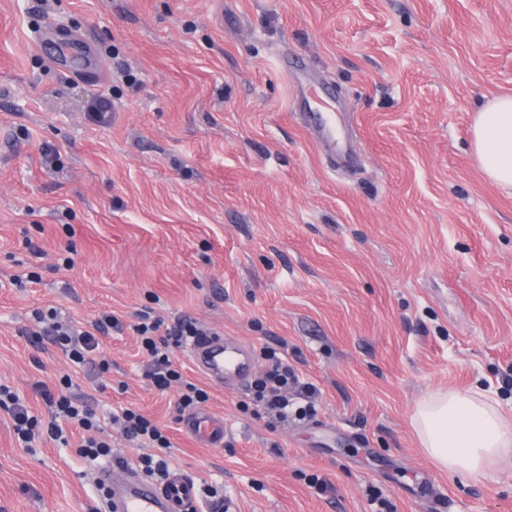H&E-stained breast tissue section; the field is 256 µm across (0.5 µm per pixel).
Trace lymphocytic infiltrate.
Segmentation results:
<instances>
[{
    "mask_svg": "<svg viewBox=\"0 0 512 512\" xmlns=\"http://www.w3.org/2000/svg\"><path fill=\"white\" fill-rule=\"evenodd\" d=\"M38 335L47 337L60 348L66 358L76 367L92 363L99 348V338L109 331H120L123 321L114 314L104 313L95 319L90 329L79 330L61 323L56 312L37 313ZM140 338V345L148 356L146 378L159 391L178 388L179 399L177 413L183 414L206 403L209 395L206 390L187 381L174 361V351L188 344L202 330L195 322L183 320L172 327L164 326L159 319L143 313L133 326ZM270 368L253 383L255 397L267 414L277 419L305 417L311 415L313 406L311 396L316 388L313 384L302 382L287 359L277 357L275 352H267ZM73 385L71 377L61 379L60 390H51L47 384H38L37 389L48 405L51 415L46 428H39L38 419L32 415L29 406L12 392L9 387L0 386V409L6 411L19 440L28 443L39 433H46L54 441L64 438V424L77 425L89 431L90 436L82 444V454L89 457L108 455L111 451L109 441L92 437L91 432L98 427L93 409L70 395ZM112 421L120 426L123 434L132 440L149 445L152 448L170 447L171 441L163 428L140 410L125 408L113 414Z\"/></svg>",
    "mask_w": 512,
    "mask_h": 512,
    "instance_id": "1",
    "label": "lymphocytic infiltrate"
}]
</instances>
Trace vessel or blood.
Instances as JSON below:
<instances>
[{
	"label": "vessel or blood",
	"instance_id": "1",
	"mask_svg": "<svg viewBox=\"0 0 512 512\" xmlns=\"http://www.w3.org/2000/svg\"><path fill=\"white\" fill-rule=\"evenodd\" d=\"M188 354L212 383L227 389L244 386L255 368L247 345L218 334L193 339ZM181 426L199 443L214 448L224 444V419L211 411L187 412ZM96 481L108 490L110 512H239L238 502L231 496L202 502L195 478L179 467L171 469L160 483L147 481L128 467L103 468Z\"/></svg>",
	"mask_w": 512,
	"mask_h": 512
}]
</instances>
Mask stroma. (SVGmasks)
I'll use <instances>...</instances> for the list:
<instances>
[{
	"label": "stroma",
	"instance_id": "35a3bbf8",
	"mask_svg": "<svg viewBox=\"0 0 512 512\" xmlns=\"http://www.w3.org/2000/svg\"><path fill=\"white\" fill-rule=\"evenodd\" d=\"M76 38L91 52L63 54ZM304 77L333 90L351 167H331L296 110ZM500 94L512 0H0V385L45 420L36 383L71 375L112 443L84 457L69 425L67 443L25 444L0 410V512H99L98 469L144 453L111 421L122 407L240 512H375L376 494L395 512H512V457L476 483L440 470L411 425L448 388H484L512 419V191L471 146ZM52 309L79 328L121 316L105 371L34 335ZM143 311L249 345L261 371L265 349L287 355L314 415L266 416L182 348L227 429L220 448L186 436L177 390L143 375Z\"/></svg>",
	"mask_w": 512,
	"mask_h": 512
}]
</instances>
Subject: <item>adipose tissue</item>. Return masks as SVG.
<instances>
[{
    "label": "adipose tissue",
    "instance_id": "ef3b65f1",
    "mask_svg": "<svg viewBox=\"0 0 512 512\" xmlns=\"http://www.w3.org/2000/svg\"><path fill=\"white\" fill-rule=\"evenodd\" d=\"M472 147L483 172L512 188V95H498L478 112ZM412 425L440 469L472 481L488 479L512 455V429L498 402L482 391L430 394L420 401Z\"/></svg>",
    "mask_w": 512,
    "mask_h": 512
}]
</instances>
